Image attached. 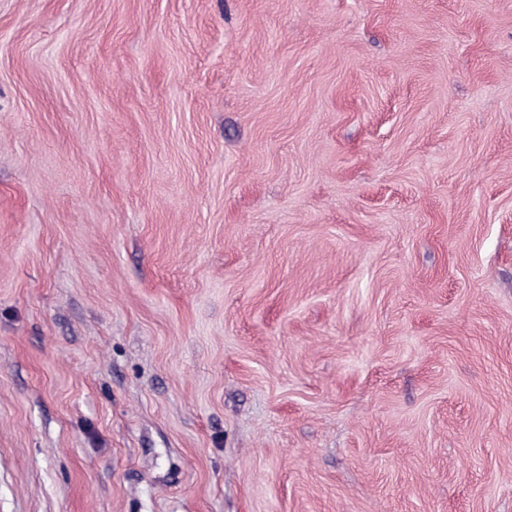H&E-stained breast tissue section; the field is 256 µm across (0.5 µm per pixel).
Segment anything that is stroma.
I'll return each mask as SVG.
<instances>
[{
  "mask_svg": "<svg viewBox=\"0 0 512 512\" xmlns=\"http://www.w3.org/2000/svg\"><path fill=\"white\" fill-rule=\"evenodd\" d=\"M0 512H512V0H0Z\"/></svg>",
  "mask_w": 512,
  "mask_h": 512,
  "instance_id": "1",
  "label": "stroma"
}]
</instances>
